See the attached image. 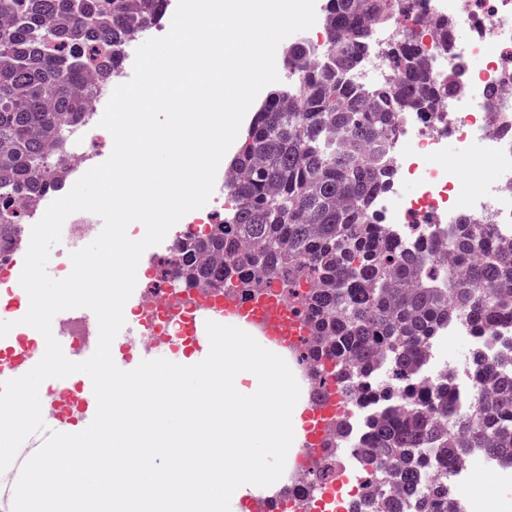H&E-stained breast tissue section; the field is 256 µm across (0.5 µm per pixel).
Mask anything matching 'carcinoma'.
I'll return each mask as SVG.
<instances>
[{
    "label": "carcinoma",
    "instance_id": "carcinoma-1",
    "mask_svg": "<svg viewBox=\"0 0 512 512\" xmlns=\"http://www.w3.org/2000/svg\"><path fill=\"white\" fill-rule=\"evenodd\" d=\"M165 2L0 0V259L19 237L13 203L60 188L48 148L65 154L94 82L165 16ZM389 2L326 0L333 49L288 46V83L254 113L224 170L231 210L180 246L186 256L172 274L184 288L218 292L234 282L258 293L262 278L290 290L309 283L298 296L307 358L329 362L352 405L387 408L363 426L368 494L348 512H448V472L470 449L512 461V352L495 363L469 353L474 392L464 407L448 373L426 386L411 374L448 319L488 334L512 317V244L461 217L443 237L401 249L373 214L371 200L393 181L384 154L395 113L424 112L459 90L453 73L431 79L410 34L385 50L394 86L344 84L370 47L366 20L389 18Z\"/></svg>",
    "mask_w": 512,
    "mask_h": 512
}]
</instances>
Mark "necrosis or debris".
<instances>
[{
  "label": "necrosis or debris",
  "instance_id": "obj_1",
  "mask_svg": "<svg viewBox=\"0 0 512 512\" xmlns=\"http://www.w3.org/2000/svg\"><path fill=\"white\" fill-rule=\"evenodd\" d=\"M411 12L419 16L423 43L433 59L432 76L462 66L464 89L443 106L448 124L436 130L432 112H404L389 142V159L394 172L391 188L372 200L380 223L388 228L393 241L406 247L431 239L462 215L492 224L494 234L502 240L512 239V0H411ZM445 18L469 30L465 41L442 40L433 22ZM373 46L363 58L352 83L372 90L392 79L382 47L396 38L397 29L388 21L372 27ZM100 97H93L82 122L73 128L67 160L58 167L59 180H69L77 170L89 167L92 158L86 143L98 129ZM455 140V160H448L444 146ZM482 157L491 165L489 179L473 185L469 169L474 158ZM410 192H402V185ZM183 296L188 312L198 302L217 303L221 294L209 290H185L173 277H166L162 292L143 291L142 305L147 306L137 341L148 344L160 336L174 337L178 345L193 340L194 332L186 317H171L165 312V300ZM440 335L461 340L468 349L479 350L490 361L496 360L505 345L512 344V318L498 322L494 335L474 333L463 321L452 319L441 326ZM255 339L285 359L295 375L301 396L314 404L318 393L319 372L304 360L301 351L307 331L285 339L255 332ZM360 415L348 401L335 405L320 423L323 445L315 457L306 450L310 438L299 439L298 447L287 464L279 485L270 490L268 499L278 503L280 512H323L326 501L337 487H346L348 499H362L365 483L352 471L356 452L342 460L335 477L316 480L313 473L318 458L327 453L336 423ZM455 487L453 512H512V499L499 496L495 486L512 481V464L483 449H472L467 460L448 475Z\"/></svg>",
  "mask_w": 512,
  "mask_h": 512
}]
</instances>
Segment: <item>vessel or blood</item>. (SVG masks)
I'll return each mask as SVG.
<instances>
[{"label": "vessel or blood", "mask_w": 512, "mask_h": 512, "mask_svg": "<svg viewBox=\"0 0 512 512\" xmlns=\"http://www.w3.org/2000/svg\"><path fill=\"white\" fill-rule=\"evenodd\" d=\"M15 305L13 317L18 324L7 336L0 338V350L11 353L9 361L0 363V383L23 376L30 371L43 357L44 352L39 343L41 334L34 328L21 322L26 313L24 304L27 293L21 288H7L0 292ZM226 309L236 310L241 321L259 327L263 333L285 336L289 333L288 313L284 307H268L261 311H254L252 302L242 300L240 297L230 295L225 297ZM58 341L64 355L71 361L82 362L87 360L95 351L98 339L91 336L78 341L69 336H59ZM80 390L84 400L79 408L83 423H91L96 411L97 400L93 391L91 379L87 375L79 377ZM70 394L68 379H49L43 386L40 396L41 409L46 432H39L30 436L21 446L17 457L11 467L0 474V512H12L13 489L19 477L22 464L32 456L46 439L47 431L61 433L69 432V414L64 405Z\"/></svg>", "instance_id": "b4317fda"}]
</instances>
